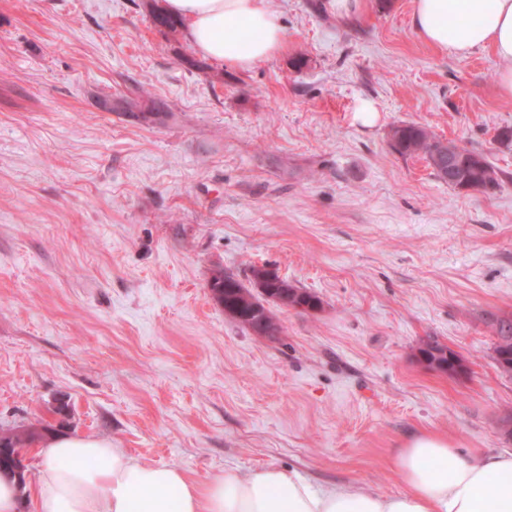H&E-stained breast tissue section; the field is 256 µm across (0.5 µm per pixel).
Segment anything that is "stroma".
Masks as SVG:
<instances>
[{"instance_id": "stroma-1", "label": "stroma", "mask_w": 512, "mask_h": 512, "mask_svg": "<svg viewBox=\"0 0 512 512\" xmlns=\"http://www.w3.org/2000/svg\"><path fill=\"white\" fill-rule=\"evenodd\" d=\"M160 3L0 0V431L101 435L200 481L275 466L381 495L415 434L512 451L494 353L512 320L505 61L429 46L412 0L351 23L268 0L286 48L239 70L160 31ZM142 87L161 114L98 106ZM408 122L482 152L499 188L395 153ZM218 265L320 307L275 306L257 333L213 300ZM431 343L460 373L421 361Z\"/></svg>"}]
</instances>
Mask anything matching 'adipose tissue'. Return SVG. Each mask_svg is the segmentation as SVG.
Listing matches in <instances>:
<instances>
[{"label":"adipose tissue","instance_id":"obj_1","mask_svg":"<svg viewBox=\"0 0 512 512\" xmlns=\"http://www.w3.org/2000/svg\"><path fill=\"white\" fill-rule=\"evenodd\" d=\"M198 54L247 69L285 48L267 0H163ZM467 16V25L449 17ZM412 24L435 49L460 57L489 48L509 68L499 77L512 99V0H412ZM34 512H512V452L458 453L447 436L420 433L396 462L404 485L382 496L355 486L313 488L295 472L268 467L207 481L151 464L95 434L59 435L39 448Z\"/></svg>","mask_w":512,"mask_h":512}]
</instances>
